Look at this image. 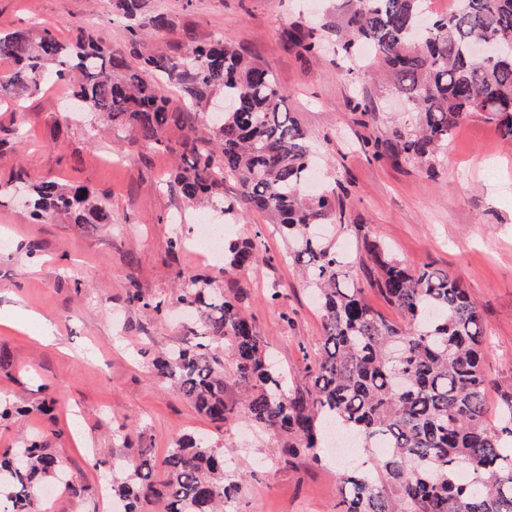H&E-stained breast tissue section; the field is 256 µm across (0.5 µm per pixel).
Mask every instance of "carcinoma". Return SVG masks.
<instances>
[{"mask_svg": "<svg viewBox=\"0 0 512 512\" xmlns=\"http://www.w3.org/2000/svg\"><path fill=\"white\" fill-rule=\"evenodd\" d=\"M426 0H346L336 45L347 57L372 50L390 91L419 117L413 130L395 129L396 159L427 162L448 146L452 130L472 114L495 123L512 138V60H480L468 54L477 42L512 43V0H458L456 9L431 18L416 32ZM127 21L128 41L114 50L99 33L76 27L70 41L46 28L0 36V55L12 67L0 75V99L25 100L49 83H71L72 96L105 121L132 129V144L149 151L173 149L172 125L187 126L188 112L169 107L167 80L197 106L217 89L234 101L212 125L213 137L190 135L179 143L184 163L171 187L184 200L224 211V178L240 186L243 204L270 217L287 241L288 261L313 291L323 319V342L306 365L308 382L294 386L279 368L268 342L239 303L244 290L227 295L208 279L189 278L180 303L188 311L194 343L152 360L154 375L171 382L194 408L221 428L243 414L246 422L284 439L272 459L288 464L300 448L321 461L331 423L353 432L372 458L373 472L341 477L336 512H512V394L503 396L498 425L485 422L482 371L483 318L460 280L425 265L408 269L363 224L355 246L359 272L341 254L336 234L316 228L342 222L335 194L306 192L313 163L308 136L274 76L244 57L231 42L193 44L173 56L146 53L147 35L171 26L163 14L143 13L142 0H112ZM325 25L287 28L283 40L307 54L325 50ZM32 216L73 224H109V212L83 187L56 181L30 185ZM262 233L224 245V268L264 260ZM377 292L400 311L394 324L365 299ZM129 299L161 315L162 299ZM242 388L227 401L228 384ZM56 433L0 453V512H38L47 484L75 489L51 449ZM165 481L153 482L148 459L112 467V498L124 512H237L243 476L229 467L223 447L202 436H179L162 462Z\"/></svg>", "mask_w": 512, "mask_h": 512, "instance_id": "cac0c4a2", "label": "carcinoma"}]
</instances>
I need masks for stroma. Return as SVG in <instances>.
I'll list each match as a JSON object with an SVG mask.
<instances>
[{
	"mask_svg": "<svg viewBox=\"0 0 512 512\" xmlns=\"http://www.w3.org/2000/svg\"><path fill=\"white\" fill-rule=\"evenodd\" d=\"M310 2L144 0L147 12L172 22L144 49L176 55L188 38L223 37L272 72L317 155L315 181L347 190L340 236L353 241L356 225H370L401 263L454 274L477 302L486 326V420L496 426L500 396L512 392V140L475 115L430 164L373 158L365 141L392 145L393 129L411 126L412 116L364 61L338 51L304 54L282 40L283 29L335 13L336 0H321L316 9ZM77 24L112 47L126 42L112 0H0L2 34L35 25L69 39ZM356 97L371 101L370 114L352 110ZM68 106L59 85L26 99L21 110L0 103V183L20 168L32 183L83 185L112 216L108 224H73L63 216L39 223L23 188L0 202V237L8 240L0 247V354L11 360L0 369V400L18 408L0 422V451L38 432L60 431L54 450L74 488L45 497L42 512H111L100 489L116 460L142 452L159 461L178 435L203 434L223 444L245 478L239 512H335L340 478L361 465L362 449L344 461L329 455L315 464L300 452L288 466L271 464L276 436L240 420L216 428L154 375L152 357L184 344L188 332L128 299L135 284L146 297L177 306V283L190 276L245 289L243 310L293 383L305 384L306 358L322 341V317L297 269L282 260L285 245L267 232L268 217L239 209L225 223L224 238L264 228L271 264L227 273L192 247L172 252L174 235L196 234L212 218L167 188L179 156L139 152L127 128L103 127L94 113ZM275 286L285 295L274 306L267 296ZM28 311L39 322L25 320ZM49 400L56 409L47 414L41 405Z\"/></svg>",
	"mask_w": 512,
	"mask_h": 512,
	"instance_id": "stroma-1",
	"label": "stroma"
}]
</instances>
